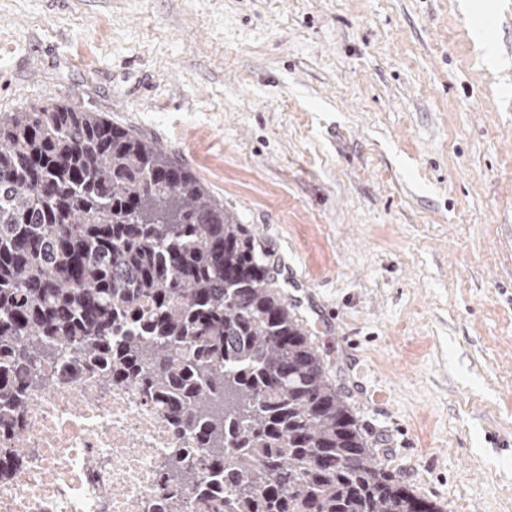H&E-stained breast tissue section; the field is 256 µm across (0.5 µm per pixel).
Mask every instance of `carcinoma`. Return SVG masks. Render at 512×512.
I'll return each mask as SVG.
<instances>
[{
	"label": "carcinoma",
	"instance_id": "1",
	"mask_svg": "<svg viewBox=\"0 0 512 512\" xmlns=\"http://www.w3.org/2000/svg\"><path fill=\"white\" fill-rule=\"evenodd\" d=\"M63 353L198 434L224 512H441L375 458L250 229L159 144L65 103L0 113V474Z\"/></svg>",
	"mask_w": 512,
	"mask_h": 512
}]
</instances>
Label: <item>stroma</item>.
<instances>
[{
  "label": "stroma",
  "mask_w": 512,
  "mask_h": 512,
  "mask_svg": "<svg viewBox=\"0 0 512 512\" xmlns=\"http://www.w3.org/2000/svg\"><path fill=\"white\" fill-rule=\"evenodd\" d=\"M0 0V112L152 139L248 225L376 458L512 512V0Z\"/></svg>",
  "instance_id": "1"
}]
</instances>
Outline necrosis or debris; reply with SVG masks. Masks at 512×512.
<instances>
[{
	"mask_svg": "<svg viewBox=\"0 0 512 512\" xmlns=\"http://www.w3.org/2000/svg\"><path fill=\"white\" fill-rule=\"evenodd\" d=\"M20 422L30 454L0 477V512H162L170 463L194 500L207 475L192 434L138 386L95 384L70 356L48 366Z\"/></svg>",
	"mask_w": 512,
	"mask_h": 512,
	"instance_id": "obj_1",
	"label": "necrosis or debris"
}]
</instances>
